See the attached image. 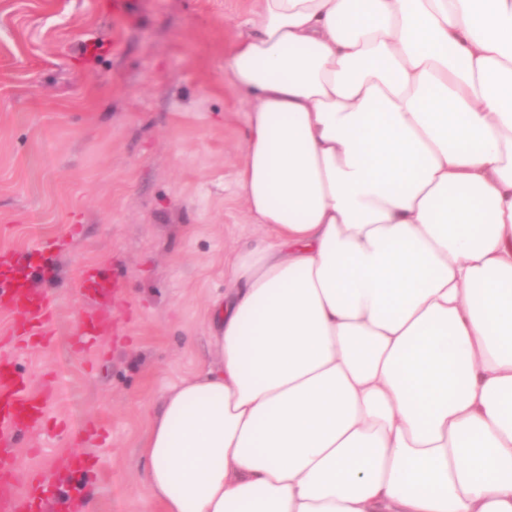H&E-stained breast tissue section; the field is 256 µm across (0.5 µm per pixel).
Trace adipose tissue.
<instances>
[{
  "label": "adipose tissue",
  "mask_w": 512,
  "mask_h": 512,
  "mask_svg": "<svg viewBox=\"0 0 512 512\" xmlns=\"http://www.w3.org/2000/svg\"><path fill=\"white\" fill-rule=\"evenodd\" d=\"M214 361L160 512H512V0H260Z\"/></svg>",
  "instance_id": "adipose-tissue-1"
}]
</instances>
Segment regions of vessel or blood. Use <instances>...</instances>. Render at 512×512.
Instances as JSON below:
<instances>
[{"mask_svg":"<svg viewBox=\"0 0 512 512\" xmlns=\"http://www.w3.org/2000/svg\"><path fill=\"white\" fill-rule=\"evenodd\" d=\"M30 274L9 259L0 260V308L16 311L22 321L16 332L21 336H44L49 331L52 299L34 292ZM82 295L92 302H107L112 293L111 280L86 272L80 279ZM46 405L43 396L32 393L23 377L14 371H0V477L11 475L15 468L14 455L8 447L19 438L37 428L45 418ZM0 512H30L28 496L0 487Z\"/></svg>","mask_w":512,"mask_h":512,"instance_id":"b4317fda","label":"vessel or blood"}]
</instances>
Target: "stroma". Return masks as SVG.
<instances>
[{
    "label": "stroma",
    "mask_w": 512,
    "mask_h": 512,
    "mask_svg": "<svg viewBox=\"0 0 512 512\" xmlns=\"http://www.w3.org/2000/svg\"><path fill=\"white\" fill-rule=\"evenodd\" d=\"M0 0V253L54 301L48 338L0 310V354L48 416L14 450L39 512H159L138 449L164 393L213 360L224 256L257 234L234 193L248 97L224 74L258 0ZM62 238L64 250L32 244ZM116 278L97 307L82 269ZM93 316L95 337L81 321Z\"/></svg>",
    "instance_id": "obj_1"
}]
</instances>
